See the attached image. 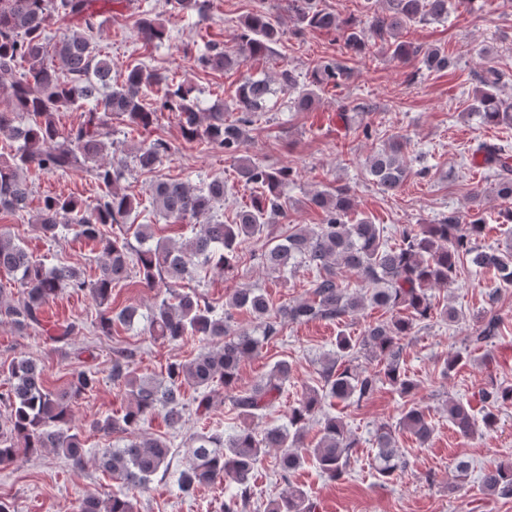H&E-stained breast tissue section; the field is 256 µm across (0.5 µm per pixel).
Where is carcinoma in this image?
Listing matches in <instances>:
<instances>
[{
    "mask_svg": "<svg viewBox=\"0 0 512 512\" xmlns=\"http://www.w3.org/2000/svg\"><path fill=\"white\" fill-rule=\"evenodd\" d=\"M380 2L382 7L377 9L375 0H367L362 19H343L320 7L318 0H290L289 8L296 23L295 33L336 31L353 56L366 54L379 42L391 59L403 64L418 62L436 71L449 67L448 56L440 49L413 47L399 40V35L412 23L447 18L458 8L454 0ZM170 3L175 12H190L201 22L207 19L211 7L210 0ZM97 4L98 0H0V78L23 68L11 84L10 108L0 111V138L16 144L13 152L0 155V213L14 215L25 210L31 193V171L59 173L82 160L91 161L101 190L95 204L47 195L37 224L51 242L66 238L72 231L93 243L102 254L98 276L89 282L77 266H47L38 261L11 232L0 227V271L12 275L19 288L16 300L0 302V316L20 329L41 330L49 300L65 289L87 291L97 308V325L103 334L110 336L114 326L130 328L142 319L149 335L165 341L193 338L199 349L190 359L168 364L166 375L159 380L136 376L131 367L132 350L119 347L113 351L111 379L124 387L128 405L122 416L107 415L93 421L91 427L127 435L123 447L107 448L100 457V466L121 484V490L89 493L79 502L77 512H135L134 498L146 489L152 476L168 469L171 454L164 439L141 434V426L162 411L168 426L179 428L184 385L197 393L193 403L200 418L208 417L213 406L224 402V393L234 392L230 396L231 411L240 425L228 435L211 430L190 439L187 467L179 475L182 490L228 477L235 483V491L224 499V512H246L254 496L251 480L272 453L284 480L307 457L329 478H342L357 442L340 418L322 417L319 441L312 448L304 443L306 429L322 404L327 400L359 404L384 382L405 396L412 394L417 381L403 369L401 341L417 323L435 315L448 322L458 318L454 307L435 303L430 290L453 287L459 265L465 261L479 270L494 271L499 283L511 286L512 239L502 247L485 249L478 245L486 220L480 209L481 192L476 190L466 216L450 213L435 224H422L417 229L403 227L398 233L399 242L392 245L384 228L370 218H351L353 197L346 184L312 195L310 203L324 214L320 224L313 228L295 225L283 233L275 232L278 218L284 217L281 198L292 172L240 156L248 127L270 111L269 82L248 77L239 85L231 109L240 116L232 120L224 118L231 110L224 104L201 113L192 87L175 85L163 73L146 72L139 64L127 69L125 79L115 87L112 61L91 41L94 30L105 23ZM61 20L75 23L82 30L63 36L52 46L57 63L49 65L47 29ZM134 27L147 46L158 47L168 39L166 28L147 11L138 15ZM280 39L279 22L265 9H258L241 23L233 48L210 40L200 50L197 62L205 69L238 68L251 59L270 55ZM350 77L347 66L327 60L312 68L304 84L288 68L280 71L278 82L283 90L295 94V109L308 112L318 99L316 90L339 88ZM479 79L483 88L470 111L484 125H512V100L498 94L503 74L488 68ZM63 109L81 111L82 121L60 129L55 116ZM164 111L178 114L186 140L222 150L235 160L240 177L253 189L250 202L237 209L232 223L226 224L213 216L224 204V179L214 177L199 188L179 181L155 183L149 192L152 210L174 225L194 223L193 236L180 245L162 241L151 244L152 225L131 220L138 204L119 188L127 163L109 160L106 154L113 145L112 116L146 128L156 113ZM406 151L407 142L394 139L367 158L366 173L382 192L396 191L411 174ZM171 155V145L157 138L136 148L132 162L151 172ZM472 155L481 158V164L496 177L497 195L506 203L499 218L511 224L512 154L484 141L477 144ZM108 224L125 225V233L105 236L103 227ZM130 236L138 246L131 245ZM262 238L266 240L260 254L262 265L279 273H292L300 267L311 271L312 298L276 307L261 289L238 288L219 306L194 288L180 287L199 267H213L226 274L237 272L243 244ZM133 269L146 287L163 285L166 296L145 314L127 307L114 315L112 288L126 281ZM344 269L358 276V291L348 292V286L340 280ZM367 303L393 316L368 325L355 340L337 337L335 356L328 358L320 371L321 389L304 392L289 410L288 425L269 427L257 434L255 420L279 403L292 366L280 360L265 378L236 392L242 360L277 338L286 322H338ZM237 311L251 314L261 327V335L232 328ZM498 328L497 315L484 316L470 344L478 348L493 346ZM81 330L82 325L76 321L61 324L53 340L66 346ZM361 355L378 361V369L369 371L354 364ZM7 372L10 385L0 392V404L7 409V415L0 416V465L14 462L22 453L37 454L49 448L73 465H81L84 447L72 425V405L95 391L100 383L98 372L78 371L59 388L48 387L43 369L25 356L12 360ZM481 400L485 404L483 423L491 429L497 423L493 408L501 402H512V387L492 382L481 392ZM448 420L464 436L474 431L471 409L460 401L448 402ZM403 431L421 444L430 439L433 427L422 406L412 403L404 407L395 424H383L374 431L375 470L384 480L406 469L397 445V434ZM469 471V461L456 460L448 474V490L461 487ZM480 482L486 495L512 497V462L486 465ZM267 512H312V504L304 490L290 487L270 503Z\"/></svg>",
    "mask_w": 512,
    "mask_h": 512,
    "instance_id": "carcinoma-1",
    "label": "carcinoma"
}]
</instances>
